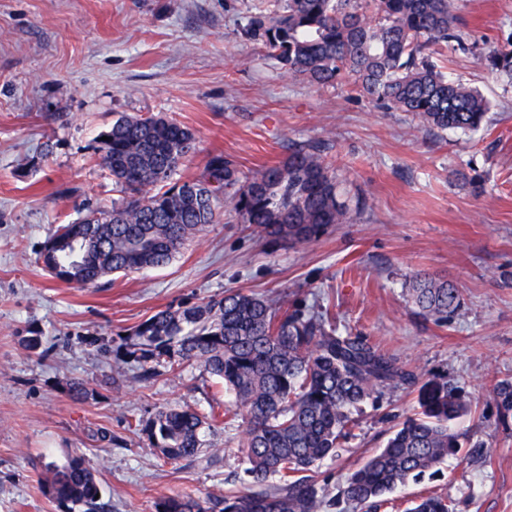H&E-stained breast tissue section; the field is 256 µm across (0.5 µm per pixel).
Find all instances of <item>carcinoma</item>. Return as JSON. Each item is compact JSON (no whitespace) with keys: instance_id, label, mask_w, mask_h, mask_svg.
Masks as SVG:
<instances>
[{"instance_id":"obj_1","label":"carcinoma","mask_w":512,"mask_h":512,"mask_svg":"<svg viewBox=\"0 0 512 512\" xmlns=\"http://www.w3.org/2000/svg\"><path fill=\"white\" fill-rule=\"evenodd\" d=\"M451 0H264L246 35L296 78L372 99L409 113L427 131L476 132L491 105L476 88L448 79L440 57L463 47ZM512 85V42L485 57ZM97 150L120 198L96 211L97 224H63L39 253L43 269L64 284L94 285L117 275L169 266L188 242L215 221L224 201L266 238L317 240L333 224L364 209L344 197L343 180L323 142L293 149L280 164L244 171L213 154L196 176L178 175L196 151L195 134L160 116L122 115L101 132ZM419 313L439 320L460 305L451 283L415 277L408 288ZM328 309L288 314L243 290L197 305L168 309L140 322L113 353L147 366L145 373L181 372L194 365L224 383L245 411L242 452L251 478L244 491L201 501L161 497L156 512H320L336 500L351 512H377L387 496L450 458L466 455L455 422L468 412L448 383L430 379L418 410L398 424L383 448L347 476L338 499L326 498L315 473L337 456L356 420L352 409L374 391L413 386L420 375L363 336L341 333ZM493 399L512 416V380L494 383ZM210 421L188 408H164L140 424L170 460L219 454L200 438ZM44 490L58 503L98 512L95 474L74 453L47 467ZM406 512H452L432 492Z\"/></svg>"}]
</instances>
